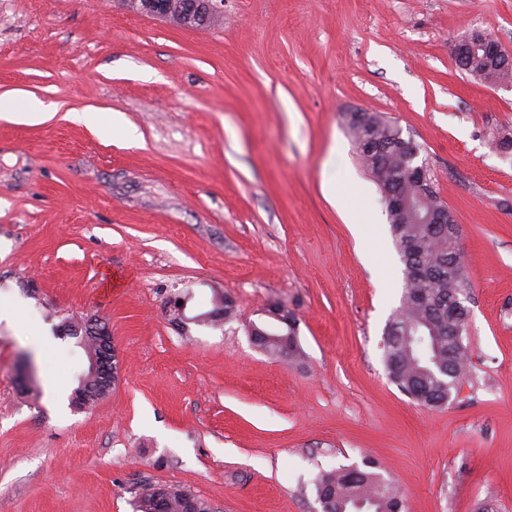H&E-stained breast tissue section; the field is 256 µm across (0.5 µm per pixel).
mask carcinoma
Masks as SVG:
<instances>
[{
    "label": "carcinoma",
    "mask_w": 512,
    "mask_h": 512,
    "mask_svg": "<svg viewBox=\"0 0 512 512\" xmlns=\"http://www.w3.org/2000/svg\"><path fill=\"white\" fill-rule=\"evenodd\" d=\"M162 4L158 12L171 23L186 8L187 0H156ZM458 67L486 84L512 80V60L503 58L500 69L491 64L481 51H470L455 57ZM375 136L384 143L382 152L363 149L354 122L349 127L361 164L374 179L380 192H385L384 178H394L406 204L387 214L398 252L406 265L419 271V276L405 285L401 302L390 321L387 339L386 368L391 381L422 405L438 408L448 404L455 382L466 373V352L463 339L448 333V302L467 301L470 285L452 250L448 231L455 228L453 216L444 224H423V216L433 210L447 208L442 200L432 170L424 178H415L409 168L418 164L420 146L409 142L413 155L400 153L392 146L394 135L401 129L382 116L369 114ZM237 316L235 302L219 298L208 312L211 321H230ZM66 335L78 339L86 355L99 352V345L87 331V324H64ZM255 345L276 357L297 358L301 348L297 327L286 326L275 340L254 339ZM85 397L82 407L92 406L105 398L110 390L99 385L91 372L79 381ZM365 469L339 467L321 471L314 480L322 512H406L401 491L393 481L375 472L378 463L363 462ZM135 512H182L184 505H193V512H210L211 504L191 491L175 485H157L142 481L133 488Z\"/></svg>",
    "instance_id": "carcinoma-1"
}]
</instances>
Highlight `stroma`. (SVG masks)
Wrapping results in <instances>:
<instances>
[{
	"label": "stroma",
	"mask_w": 512,
	"mask_h": 512,
	"mask_svg": "<svg viewBox=\"0 0 512 512\" xmlns=\"http://www.w3.org/2000/svg\"><path fill=\"white\" fill-rule=\"evenodd\" d=\"M204 28L126 0H0V93L54 116L0 119V293L54 350L0 322V512H134L142 480L219 512H322V469L378 461L407 512H512V88L456 65L478 32L512 52V0H219ZM116 113L138 141L71 120ZM352 112L421 147L471 285L467 373L442 408L391 382L405 283ZM335 170H328V159ZM357 192L354 235L332 194ZM223 294L236 319L198 322ZM186 303L173 323L169 300ZM302 355L252 344L268 306ZM111 330L118 381L70 399L86 354L62 323ZM34 368L38 396L22 393Z\"/></svg>",
	"instance_id": "1"
}]
</instances>
